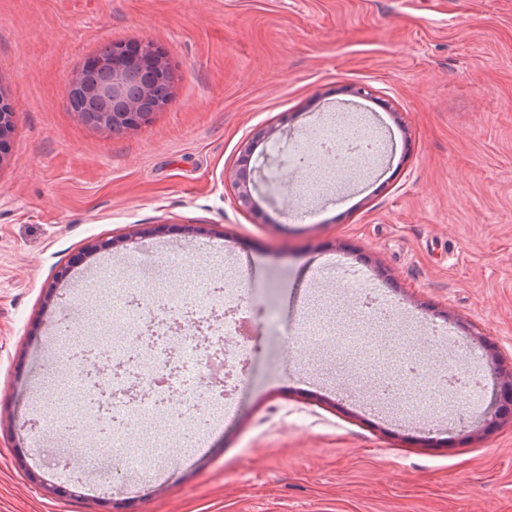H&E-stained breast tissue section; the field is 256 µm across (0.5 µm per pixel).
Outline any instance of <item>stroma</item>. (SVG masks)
I'll use <instances>...</instances> for the list:
<instances>
[{"label": "stroma", "mask_w": 512, "mask_h": 512, "mask_svg": "<svg viewBox=\"0 0 512 512\" xmlns=\"http://www.w3.org/2000/svg\"><path fill=\"white\" fill-rule=\"evenodd\" d=\"M151 42L169 102L107 135L68 89L109 45ZM365 95H356V88ZM0 98L16 111L0 164V512H512V412L488 416L512 369V0H0ZM388 142L376 166L294 190L295 149L336 111ZM277 136H270V129ZM265 183L240 207L226 179L241 147ZM158 247L167 291L224 277L250 302L253 351L235 405L196 449L171 443L163 482L126 495L32 434L61 405L47 332L79 304L94 338L105 274ZM391 297L374 334L419 369L388 403L379 376L327 340L289 352L311 311L358 328L360 300L326 256ZM66 279H58L60 268ZM452 332L432 345L427 328ZM482 379L467 420L448 371ZM421 395L418 413L406 411Z\"/></svg>", "instance_id": "1"}]
</instances>
